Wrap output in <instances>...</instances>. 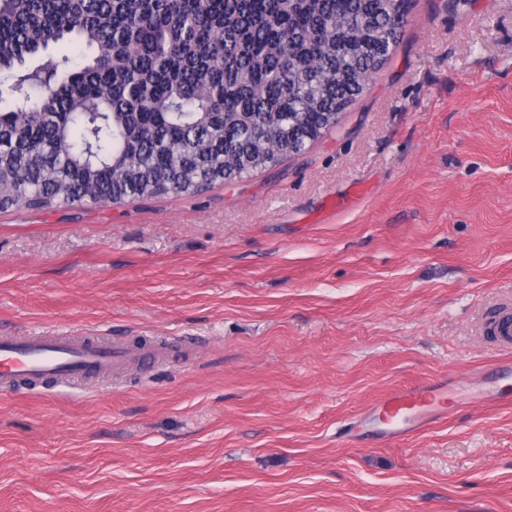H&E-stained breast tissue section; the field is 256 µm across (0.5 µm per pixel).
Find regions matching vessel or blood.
<instances>
[{
  "mask_svg": "<svg viewBox=\"0 0 512 512\" xmlns=\"http://www.w3.org/2000/svg\"><path fill=\"white\" fill-rule=\"evenodd\" d=\"M169 355V349L160 345L133 349L89 336H0V389L11 390L26 383L107 377L135 364L162 362ZM477 399L512 405V392L487 379L477 385L468 378L452 386L438 381L397 389L386 394L376 408L388 416L385 438L395 441L445 419L448 404L467 405Z\"/></svg>",
  "mask_w": 512,
  "mask_h": 512,
  "instance_id": "1",
  "label": "vessel or blood"
}]
</instances>
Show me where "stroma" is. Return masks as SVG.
I'll return each mask as SVG.
<instances>
[{"label":"stroma","mask_w":512,"mask_h":512,"mask_svg":"<svg viewBox=\"0 0 512 512\" xmlns=\"http://www.w3.org/2000/svg\"><path fill=\"white\" fill-rule=\"evenodd\" d=\"M512 0H412L305 153L196 196L0 212V336L185 345L0 393V512H512V405L340 437L510 360Z\"/></svg>","instance_id":"35a3bbf8"}]
</instances>
